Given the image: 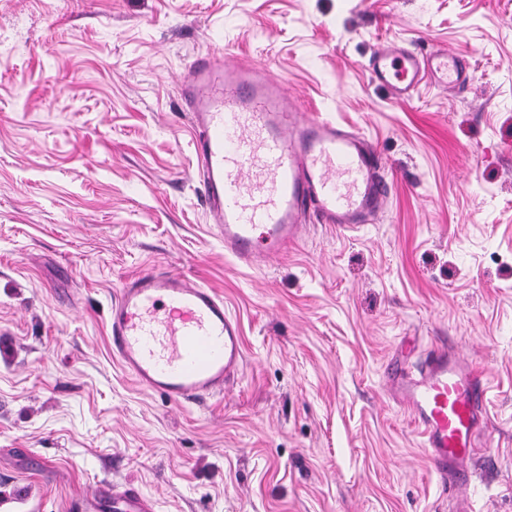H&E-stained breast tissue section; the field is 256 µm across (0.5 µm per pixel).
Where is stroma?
<instances>
[{
	"mask_svg": "<svg viewBox=\"0 0 512 512\" xmlns=\"http://www.w3.org/2000/svg\"><path fill=\"white\" fill-rule=\"evenodd\" d=\"M390 43L464 57L466 90L395 99L368 69ZM211 49L372 141L376 223L225 256L180 99ZM152 268L239 322L223 397L177 404L113 359V293ZM445 336L489 385L463 494L512 512V0H0V512L104 478L154 512H449L386 378Z\"/></svg>",
	"mask_w": 512,
	"mask_h": 512,
	"instance_id": "35a3bbf8",
	"label": "stroma"
}]
</instances>
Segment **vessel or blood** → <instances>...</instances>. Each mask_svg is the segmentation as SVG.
Wrapping results in <instances>:
<instances>
[{
  "mask_svg": "<svg viewBox=\"0 0 512 512\" xmlns=\"http://www.w3.org/2000/svg\"><path fill=\"white\" fill-rule=\"evenodd\" d=\"M397 99L423 79L460 88L468 63L441 51L389 45L369 62ZM196 132L199 190L225 253L257 267L287 253L313 215L356 230L381 212L387 184L381 160L358 132L304 112L256 64L222 51L195 57L181 78ZM112 352L144 388L176 403L222 394L243 361L241 329L213 289L177 273L146 270L123 282L110 312ZM398 403L417 422L433 467L449 489L470 481L484 429L487 380L463 362L454 340L424 353L419 367L394 362ZM71 512H153L135 488L100 485Z\"/></svg>",
  "mask_w": 512,
  "mask_h": 512,
  "instance_id": "b4317fda",
  "label": "vessel or blood"
}]
</instances>
